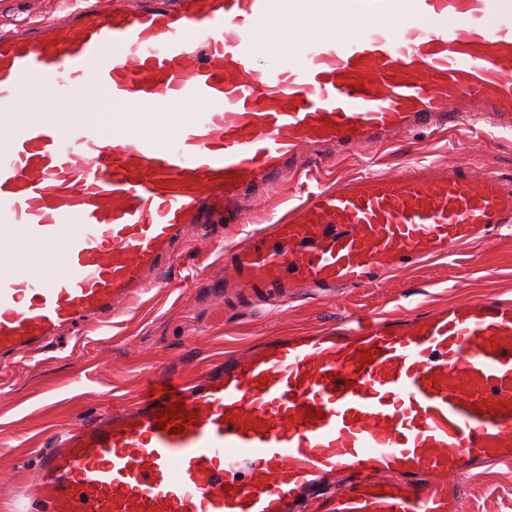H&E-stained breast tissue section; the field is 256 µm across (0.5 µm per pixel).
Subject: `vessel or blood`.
Returning <instances> with one entry per match:
<instances>
[{
	"mask_svg": "<svg viewBox=\"0 0 512 512\" xmlns=\"http://www.w3.org/2000/svg\"><path fill=\"white\" fill-rule=\"evenodd\" d=\"M334 39L256 69L255 35L298 0H85L0 33V116L40 76L55 126L0 151V358L162 287L173 244L244 224L317 158L481 117L512 133V0H312ZM159 100L162 139L72 123ZM512 185L457 163L336 180L224 253V288L262 306L293 289L368 288L490 241ZM62 246L54 276L8 242ZM368 353L360 361V353ZM181 412V431L164 426ZM512 461V299L376 315L267 340L205 376L70 425L41 451L42 512H461V478Z\"/></svg>",
	"mask_w": 512,
	"mask_h": 512,
	"instance_id": "vessel-or-blood-1",
	"label": "vessel or blood"
}]
</instances>
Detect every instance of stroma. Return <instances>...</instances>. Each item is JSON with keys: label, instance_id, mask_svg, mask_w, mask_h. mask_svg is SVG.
Returning a JSON list of instances; mask_svg holds the SVG:
<instances>
[{"label": "stroma", "instance_id": "35a3bbf8", "mask_svg": "<svg viewBox=\"0 0 512 512\" xmlns=\"http://www.w3.org/2000/svg\"><path fill=\"white\" fill-rule=\"evenodd\" d=\"M72 0H0L6 27L57 15ZM460 162L512 182V135L478 122L446 132L422 131L375 151L306 167L264 195L249 216L266 228L320 186L371 170L394 172L412 162ZM224 249L185 239L174 247L167 287L121 306L83 339H56L0 369V512L32 492L37 453L54 432L132 401L155 374L184 382L230 351L264 337L315 329L366 314L435 309L496 292L512 297V238L451 247L447 256L387 277L374 288L305 289L264 318L226 301ZM463 512H512V464L464 481Z\"/></svg>", "mask_w": 512, "mask_h": 512}]
</instances>
